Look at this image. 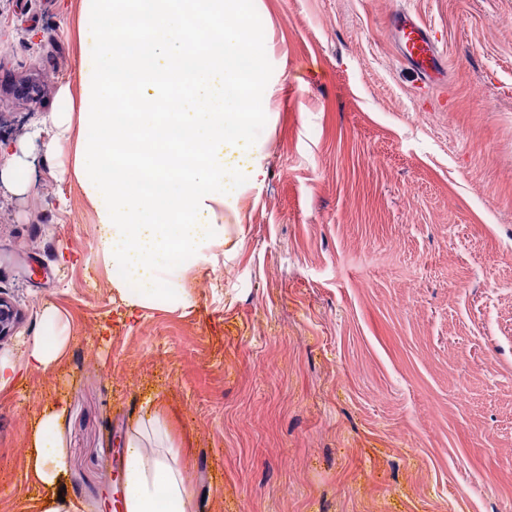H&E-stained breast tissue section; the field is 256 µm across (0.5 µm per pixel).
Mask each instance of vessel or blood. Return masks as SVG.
Returning <instances> with one entry per match:
<instances>
[{"label": "vessel or blood", "instance_id": "obj_1", "mask_svg": "<svg viewBox=\"0 0 512 512\" xmlns=\"http://www.w3.org/2000/svg\"><path fill=\"white\" fill-rule=\"evenodd\" d=\"M389 26L396 34L403 59L421 74L423 80L441 79L445 71L443 54L426 24L417 15L398 11L391 15Z\"/></svg>", "mask_w": 512, "mask_h": 512}]
</instances>
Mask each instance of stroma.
Instances as JSON below:
<instances>
[{
	"label": "stroma",
	"instance_id": "1",
	"mask_svg": "<svg viewBox=\"0 0 512 512\" xmlns=\"http://www.w3.org/2000/svg\"><path fill=\"white\" fill-rule=\"evenodd\" d=\"M448 61L425 85L389 17ZM266 25V177L194 306L129 313L78 183L36 148L0 186V296L21 357L45 308L61 362L0 391V512H42L28 435L66 407L60 485L105 512L125 435L172 420L196 512H512V0H251ZM83 0H0V145L79 90ZM25 80L37 99L10 88Z\"/></svg>",
	"mask_w": 512,
	"mask_h": 512
}]
</instances>
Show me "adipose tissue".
<instances>
[{
  "instance_id": "obj_1",
  "label": "adipose tissue",
  "mask_w": 512,
  "mask_h": 512,
  "mask_svg": "<svg viewBox=\"0 0 512 512\" xmlns=\"http://www.w3.org/2000/svg\"><path fill=\"white\" fill-rule=\"evenodd\" d=\"M248 0H88V48L80 75L82 108L69 86L28 141L0 147V181L29 188L25 156L42 144L48 156L72 155L71 173L98 224L95 251L116 271L112 287L129 310L165 300L190 308L185 259L202 262L229 244L217 208L236 210L265 176L253 129L267 116V36ZM135 101V111L124 104ZM42 334L23 361L0 356V390L22 370L48 371L62 360L61 315L46 308ZM65 409L37 421L27 467L38 486L67 471L60 449ZM124 512H195L180 448L160 409L127 434Z\"/></svg>"
}]
</instances>
